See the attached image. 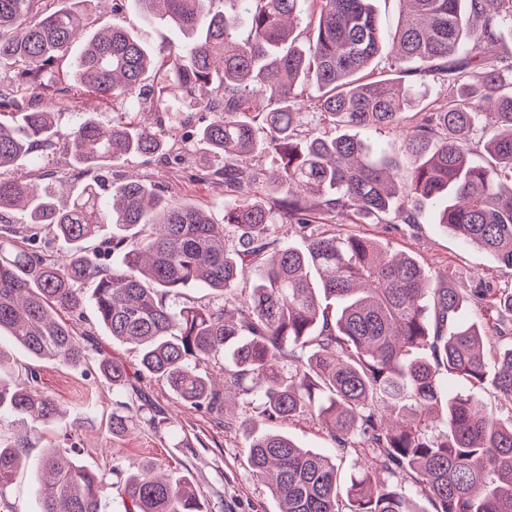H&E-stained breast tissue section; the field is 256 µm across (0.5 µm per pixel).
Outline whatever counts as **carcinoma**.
<instances>
[{"mask_svg":"<svg viewBox=\"0 0 512 512\" xmlns=\"http://www.w3.org/2000/svg\"><path fill=\"white\" fill-rule=\"evenodd\" d=\"M0 0V334L43 361L76 364L90 355L125 400L112 435L129 431L124 410L160 433L168 418L139 386L168 385L218 425L225 391L257 403L243 420L253 476L278 512H422L406 475L434 512H512V286L458 288L362 235L318 231L353 224H417L423 205L466 244L512 268V51L489 54L512 29V0H399L406 17L383 25L373 0H133L145 20L190 35L158 53L119 25L88 37L71 77L122 109L87 116L67 134L77 168H105L130 156L162 158L173 132L191 127L213 156L200 180L224 185L223 221L142 181L111 183L109 200L86 184L71 201L54 183H34L25 162L55 149V112L35 91L57 85L60 61L85 31L78 0ZM307 13L313 25L296 32ZM389 76L368 71L387 44ZM438 83L447 96L423 105L408 81ZM210 118L198 124V114ZM316 118L305 127L303 114ZM494 134L490 160H471L479 120ZM400 132L421 158L403 174L349 134ZM277 170L242 188V163L259 143ZM291 224L306 244L273 243ZM48 228L68 246L54 257ZM98 239L94 246L89 245ZM112 256V264L103 256ZM112 340L133 344L137 363L115 359L79 331L84 294ZM210 298L177 301L182 288ZM471 303L487 325L467 322ZM67 317H62V314ZM491 386L501 408L486 411ZM30 422L29 434L63 418L55 398L0 377V413ZM308 417L344 450L359 440L368 465L342 474L336 459L301 449L259 420ZM28 439L0 441V498L25 464ZM124 488V512H216L187 479L151 465L89 470L77 455L48 450L36 476L41 512H99L107 486Z\"/></svg>","mask_w":512,"mask_h":512,"instance_id":"1","label":"carcinoma"}]
</instances>
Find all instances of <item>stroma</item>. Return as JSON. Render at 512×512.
<instances>
[{
  "label": "stroma",
  "mask_w": 512,
  "mask_h": 512,
  "mask_svg": "<svg viewBox=\"0 0 512 512\" xmlns=\"http://www.w3.org/2000/svg\"><path fill=\"white\" fill-rule=\"evenodd\" d=\"M92 29L116 23L135 34L153 50L180 44L184 35L161 23H148L127 0L122 11L111 12L106 0H89L85 6ZM70 63L61 66L65 92H48L45 102L54 106L58 127L66 132L83 116L94 114L108 120L112 107L83 89L70 87ZM198 146L187 147L178 157L160 160L132 157L114 164L119 178L141 180L164 187L167 195L205 208L214 220L224 218V189L195 180ZM337 233H356L375 238L389 250L414 255L425 268L453 270L459 283L479 280L494 287L512 284V269L494 262L482 249L464 244L436 222V209L426 206L417 225L340 224ZM0 352L10 359V380L38 374L39 387L62 406L61 423L46 427L32 439L26 450L28 469L20 472L4 500L0 512H38L40 504L33 490V465L46 449L68 454L80 447V459L89 468L103 471L112 466L149 464L172 477L190 475L193 483L208 496H222L224 512H277L278 503L267 486L257 481L248 463V440L243 430L221 428L209 415L185 405L166 384L145 379L143 390L167 412L173 425L158 434L141 428L128 437L113 436L112 386L99 373L94 360L80 365L46 363L29 355L10 337L0 338ZM269 430L289 435L303 449L329 457H339L343 474L355 471L362 455L355 450L338 452L337 444L318 422L301 418L272 422Z\"/></svg>",
  "instance_id": "35a3bbf8"
}]
</instances>
